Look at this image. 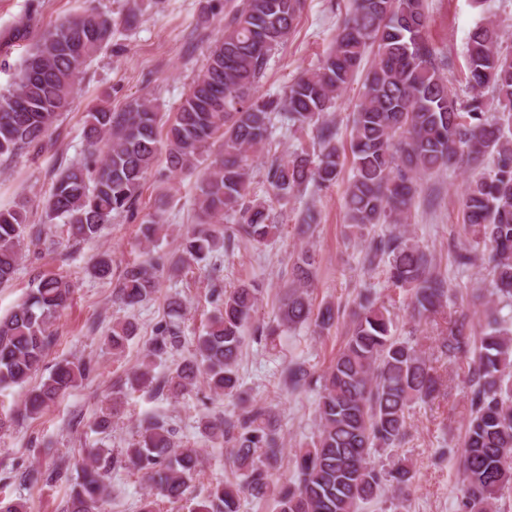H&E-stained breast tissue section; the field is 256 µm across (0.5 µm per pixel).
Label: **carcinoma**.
Instances as JSON below:
<instances>
[{"label": "carcinoma", "mask_w": 512, "mask_h": 512, "mask_svg": "<svg viewBox=\"0 0 512 512\" xmlns=\"http://www.w3.org/2000/svg\"><path fill=\"white\" fill-rule=\"evenodd\" d=\"M304 6L305 0L232 5L221 36L174 113L166 132L169 169L193 166L216 136L221 150L199 184L198 222L182 236L180 255L171 265L187 276L237 239L263 245L280 230L271 221V206L248 199L249 159L270 144L274 112L298 130L315 129L316 139L310 154L267 161L269 196L279 201L310 184L321 190L336 183L343 155L328 116L372 56L350 131L349 226L360 234L380 224L395 226L370 238L364 262L387 266L392 285L410 294L415 316L435 313L448 301L451 284L400 227L418 179L446 166L470 169L461 221L472 241L489 251L493 299L476 336L469 314H449L437 349L443 357L468 363V418L457 456L460 512H494L500 491L512 485V316L502 314L503 308H512V51L503 48L498 21L477 24L465 47L470 94L460 101L433 63L424 0H352L319 66L292 80L280 97L256 96L271 52L288 41ZM115 33L112 17L92 9L43 34L28 52L15 87L0 93V157L44 140L70 105L87 60ZM85 136L100 159L64 169L44 204L46 217L63 219L77 242L98 238L116 216L138 217L142 182L161 150L158 112L145 98L131 101L122 112L97 107L88 113ZM229 212L237 220L225 225ZM140 226L145 241L160 239L159 216L141 217ZM42 235L41 225L28 223L23 208L0 209V285L13 280L21 243L27 238L38 242ZM314 263L310 250L297 253L282 285L276 328L255 324L260 283L244 282L230 291L210 283L213 314L196 336L191 356L160 375L158 362L185 343L179 322L185 306L172 298L139 368L113 391V406L94 421L97 430L111 428L118 400L128 390L150 388L178 398L203 381L218 397L239 396L243 405L237 413L202 418L200 432L230 449L241 480L215 484L192 512H241L247 498L271 499L275 512H359L361 505L390 492L411 490L414 475L408 465L398 461L379 467L373 457L379 449L401 444L411 405L434 398L438 376L424 352L395 334L388 308L370 295L351 310L342 346L326 372L318 375L302 363L288 366V387H319L317 433L311 447L294 454L295 481L280 484L271 472L282 454L276 415L239 395L238 362L249 339L277 346L280 327L311 324L324 331L332 326V305L313 310ZM165 267L162 255L127 264L113 302L133 310L150 300ZM90 273L110 276L111 255L99 254ZM72 296L73 284L65 276L42 274L27 297L0 318V389L22 385L37 372L51 343L50 326ZM135 336L137 325L130 319L113 324L107 337L112 354H122ZM88 375L79 360L57 365L27 394L17 419L40 414ZM176 434L168 420L150 416L124 448V457L150 487L140 512H157L160 497L182 500L197 474L198 451L180 446ZM88 459L70 490L66 512H96L105 502L102 450L94 449Z\"/></svg>", "instance_id": "cac0c4a2"}]
</instances>
